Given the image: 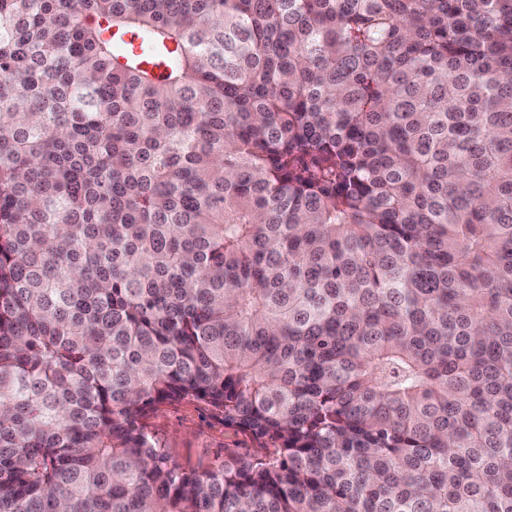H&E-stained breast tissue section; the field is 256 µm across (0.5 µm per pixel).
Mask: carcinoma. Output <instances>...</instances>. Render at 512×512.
<instances>
[{
	"mask_svg": "<svg viewBox=\"0 0 512 512\" xmlns=\"http://www.w3.org/2000/svg\"><path fill=\"white\" fill-rule=\"evenodd\" d=\"M0 512H512V0H0ZM146 425L173 461L199 473L224 462V453L245 455L259 448L256 441L224 428L220 415L196 401L162 405Z\"/></svg>",
	"mask_w": 512,
	"mask_h": 512,
	"instance_id": "obj_1",
	"label": "carcinoma"
}]
</instances>
